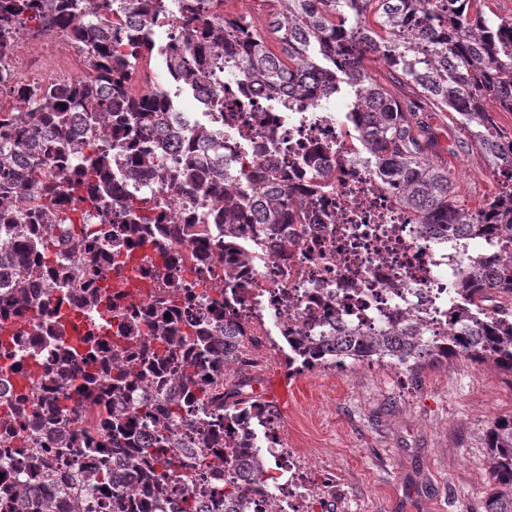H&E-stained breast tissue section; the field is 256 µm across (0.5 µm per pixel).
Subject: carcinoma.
Returning a JSON list of instances; mask_svg holds the SVG:
<instances>
[{
    "label": "carcinoma",
    "mask_w": 512,
    "mask_h": 512,
    "mask_svg": "<svg viewBox=\"0 0 512 512\" xmlns=\"http://www.w3.org/2000/svg\"><path fill=\"white\" fill-rule=\"evenodd\" d=\"M0 0V52L9 50L22 29L46 26L78 44H88L86 68L91 79L56 81L33 89L11 87L12 75L0 71V91L17 106L0 111V268L12 270L7 296L20 309L32 308L31 286L51 268L55 282L45 289L51 299L58 291L105 281L103 250L119 248L151 232L163 231V219L150 223L137 206L141 195L112 181L118 165L132 182L149 171L156 187L181 184L224 199V205L186 224H171L168 233L190 238L191 259L210 263V248L237 252L236 262L221 268L222 280L233 282L251 256L238 250L241 224H303L305 213L295 208L293 189L272 161L264 164L268 185L255 199L232 198V177L224 172V126L195 123L183 154L167 163L157 143L179 139L173 99L163 91L136 96L114 77L153 55L151 40L138 27L153 14L165 12L164 0ZM179 27L193 41L185 51L165 59L173 82L193 92L205 83L221 81L220 54L233 60L246 78L288 95V103L312 106L336 91H349L351 105L344 126L353 131L364 153V165L382 185L398 190L400 203L418 224H444L472 236L512 233V175L502 173L499 192L472 212L455 199L448 173L432 163V141L417 119L421 105L452 114L469 133L471 144L493 166L502 167L499 130L487 109L493 102L512 112V20L486 14L489 0H281L271 14L268 31L279 51L260 36L243 35L235 21L216 27L209 17L213 0H176ZM131 15L126 29L112 30V7ZM383 61L389 77L406 83L413 93L397 97L371 78L363 67L366 56ZM90 137L78 141L76 132ZM118 148H113V145ZM28 181L37 195L24 197L18 186ZM99 199L107 244L94 249L80 237L67 254H55L48 242L53 224L51 207L63 199ZM211 224L224 225V239L209 244ZM456 304L449 311L452 329L446 336H429L413 319L394 322L378 334L339 321L319 335L286 336L288 365L329 367L338 362H381L417 371L443 358L464 357L491 365L512 377V256L489 265L468 262L455 288ZM217 312L197 332L165 317L170 300L158 297L137 335L124 334L131 346L142 347L136 359L95 336L78 345H58L71 363L92 361L96 369L80 377L70 373L51 379L53 395H20L25 413L36 416L44 440L58 445L54 469L65 485L84 489L74 499L73 512H104L110 502L102 491L103 470L112 477L130 475L137 483L113 490L116 498L133 497L166 512L167 496L176 481L194 482L181 501L180 512H205L211 496L222 502L220 512H251L254 499L267 483L265 457L238 459L241 483L212 490L197 479L207 459H221L226 448H242L246 430L224 438V421L260 405L251 381L224 387V368L243 351L238 322L224 316L231 301L216 302ZM224 341V356L211 344ZM98 405L106 411L102 438L83 443L62 426L69 403ZM149 425L162 436L133 448L131 435ZM185 424L197 437L186 455L179 447L178 429ZM18 421L13 437L4 441L3 456L21 460L29 472L49 471V462L21 435ZM95 453L98 470L74 469V457ZM487 468L491 490L485 512H512V414L497 418L487 434ZM0 495L10 512H54L50 500L0 468Z\"/></svg>",
    "instance_id": "cac0c4a2"
}]
</instances>
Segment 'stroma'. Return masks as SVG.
<instances>
[{
	"label": "stroma",
	"instance_id": "stroma-1",
	"mask_svg": "<svg viewBox=\"0 0 512 512\" xmlns=\"http://www.w3.org/2000/svg\"><path fill=\"white\" fill-rule=\"evenodd\" d=\"M432 161L447 170L462 205L478 204L501 179L450 113L421 112ZM251 374L272 406L289 457L312 495L308 512H485V435L512 414V377L465 359L412 372L355 362L289 374L287 344Z\"/></svg>",
	"mask_w": 512,
	"mask_h": 512
}]
</instances>
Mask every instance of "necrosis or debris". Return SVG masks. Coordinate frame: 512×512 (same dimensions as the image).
Listing matches in <instances>:
<instances>
[{
	"label": "necrosis or debris",
	"instance_id": "1",
	"mask_svg": "<svg viewBox=\"0 0 512 512\" xmlns=\"http://www.w3.org/2000/svg\"><path fill=\"white\" fill-rule=\"evenodd\" d=\"M224 109L233 119L224 126V167L246 195L264 183L261 163L273 161L286 172L296 206L308 213L307 224H291L270 237L260 225L244 224L238 241L252 263L239 272L243 294L237 309L245 335L266 336L268 327L310 333L329 319L351 323L370 333L391 322L420 318L428 328L448 331L453 289L469 259L492 263L512 255V235L465 236L443 226L415 223L396 200L394 189L380 186L364 167L357 147L336 120L331 100L317 106L285 108L281 95L242 79L233 62L224 64ZM328 180L312 193L313 183ZM158 202L154 212L191 217L214 208L213 198L174 185L158 191L150 176L139 179ZM175 241L140 246L139 259L111 255L112 310L87 309L82 292L68 295L62 308L77 311L82 326L110 319L104 335L116 336V323L133 326L162 293L168 277L167 254ZM218 282L209 270L185 273L171 302L177 319L206 323ZM44 281L33 284L37 311L7 317L6 345L15 376L0 377V413L8 411L17 391L15 377L69 369V362L43 344L45 330L57 316L56 303H44ZM311 495L297 475L269 487L253 512H300Z\"/></svg>",
	"mask_w": 512,
	"mask_h": 512
}]
</instances>
